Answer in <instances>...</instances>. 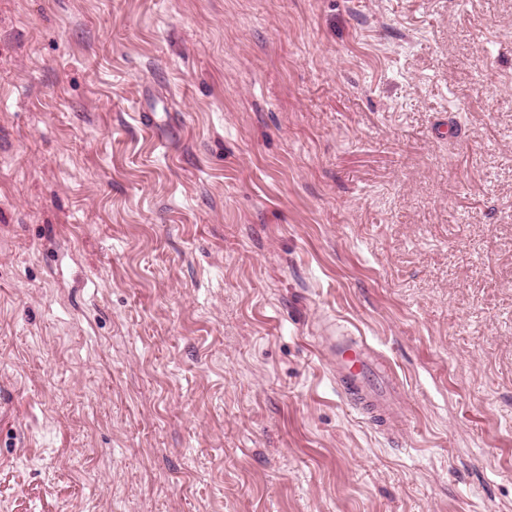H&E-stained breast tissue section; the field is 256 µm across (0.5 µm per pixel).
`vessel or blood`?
<instances>
[{
  "mask_svg": "<svg viewBox=\"0 0 512 512\" xmlns=\"http://www.w3.org/2000/svg\"><path fill=\"white\" fill-rule=\"evenodd\" d=\"M336 360V385L341 394L383 431L395 430L396 413L386 392L388 379L367 351L356 341H329Z\"/></svg>",
  "mask_w": 512,
  "mask_h": 512,
  "instance_id": "obj_1",
  "label": "vessel or blood"
}]
</instances>
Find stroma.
I'll return each mask as SVG.
<instances>
[{
	"label": "stroma",
	"mask_w": 512,
	"mask_h": 512,
	"mask_svg": "<svg viewBox=\"0 0 512 512\" xmlns=\"http://www.w3.org/2000/svg\"><path fill=\"white\" fill-rule=\"evenodd\" d=\"M0 512H512V0H0ZM328 346L336 358V385L341 394L383 431L393 433L396 413L386 395L389 381L367 352L366 343L330 337Z\"/></svg>",
	"instance_id": "obj_1"
}]
</instances>
